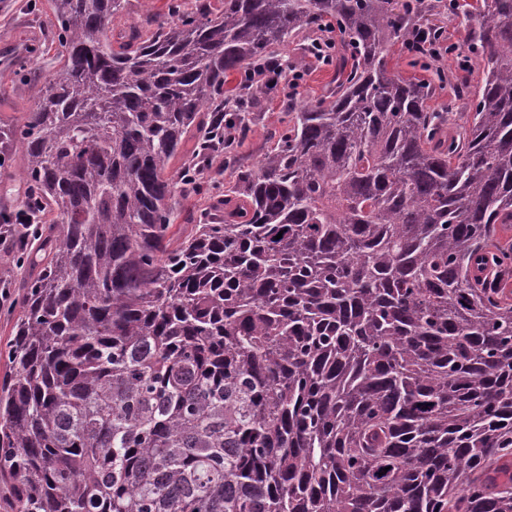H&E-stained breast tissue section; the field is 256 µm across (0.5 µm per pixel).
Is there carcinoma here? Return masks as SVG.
<instances>
[{
  "label": "carcinoma",
  "mask_w": 512,
  "mask_h": 512,
  "mask_svg": "<svg viewBox=\"0 0 512 512\" xmlns=\"http://www.w3.org/2000/svg\"><path fill=\"white\" fill-rule=\"evenodd\" d=\"M129 2L50 0L64 68L0 119L36 220L0 353L12 507L512 512V297L476 275L512 268V0L469 11L481 77L446 112L445 74L388 59L431 0ZM328 29L336 86L248 163L258 102L224 79ZM207 204V195H199L192 197L189 200L181 201V206L179 207L180 216L176 221L177 226L174 229L177 232L174 239L175 244L177 243V239L181 240L192 232L193 224L188 222L190 213H196L202 210L207 206Z\"/></svg>",
  "instance_id": "1"
}]
</instances>
